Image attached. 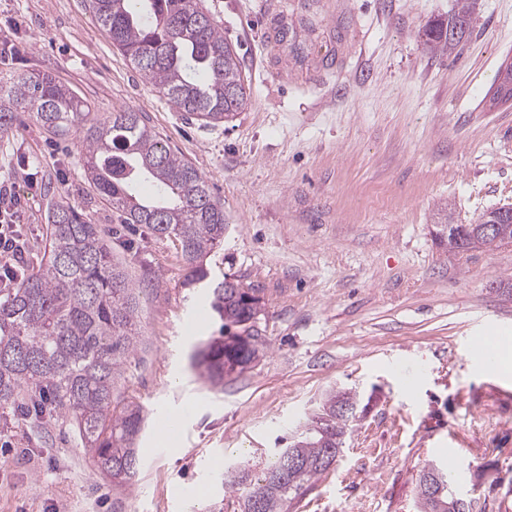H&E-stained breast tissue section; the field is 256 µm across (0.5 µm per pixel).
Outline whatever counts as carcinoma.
Returning <instances> with one entry per match:
<instances>
[{
  "mask_svg": "<svg viewBox=\"0 0 512 512\" xmlns=\"http://www.w3.org/2000/svg\"><path fill=\"white\" fill-rule=\"evenodd\" d=\"M477 0H457L446 20L422 31L436 54L453 53L472 32ZM89 7L115 45L178 111L217 127L247 105L249 86L236 48L198 0H90ZM491 105L512 101V65L498 72ZM65 136L75 130L84 144V170L112 204L123 224H144L160 239L178 242L185 267L183 286L206 284L212 312L235 332L194 355L209 383L224 386V365L246 370L265 350L255 330L261 298L236 299L224 282H208L204 257L224 241V204L206 178L167 148L138 112H111L100 121L87 104L47 74L18 77L0 89V134L23 117ZM448 250L460 248L452 208L444 206ZM48 247L41 262L21 273L15 286L0 288V410H21L40 421L60 418L72 425L100 474L128 482L139 470L136 440L142 408L117 388L128 359L141 343L139 295L128 266L112 258L99 224L70 204L50 211ZM512 243V227L479 246ZM238 336L250 340L239 342ZM357 402L353 391L327 395L305 436L293 449L298 467L285 472L282 452L254 478L248 465L224 472V488L240 494L242 512H288V503L327 471L329 451L344 443L348 421L337 419ZM419 501L437 491L448 504V473L424 467L417 479Z\"/></svg>",
  "mask_w": 512,
  "mask_h": 512,
  "instance_id": "1",
  "label": "carcinoma"
}]
</instances>
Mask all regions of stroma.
<instances>
[{"label":"stroma","instance_id":"1","mask_svg":"<svg viewBox=\"0 0 512 512\" xmlns=\"http://www.w3.org/2000/svg\"><path fill=\"white\" fill-rule=\"evenodd\" d=\"M240 56L250 100L230 122L201 126L173 109L95 19L89 0H0V87L47 73L106 117L142 113L161 141L208 180L228 230L205 260L264 302L258 361L212 388L190 365L218 338L184 288L176 242L140 229L127 260L140 290L142 344L121 381L147 415L141 466L128 483L92 470L68 425L27 429L0 417V512H241L224 468L267 460L296 440L325 393L366 406L336 464L292 512H418L416 478L450 466L482 512H512V372L487 384L470 344L512 328V245L449 251L439 203L470 223L512 203V103L491 105L512 63V0H478L459 59L420 33L455 0H309L312 43L333 44V69L310 54L287 73L274 15L297 23L300 0H200ZM0 194L13 223L46 244L48 201L76 206L107 231L115 209L90 188L78 134L27 119L0 137ZM416 368L404 385L400 368ZM180 414L174 444L163 418Z\"/></svg>","mask_w":512,"mask_h":512}]
</instances>
